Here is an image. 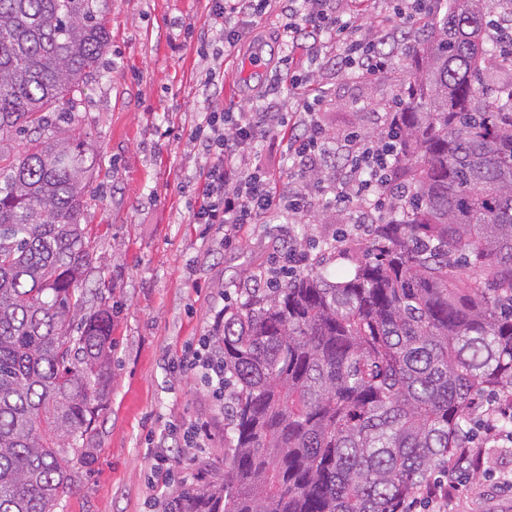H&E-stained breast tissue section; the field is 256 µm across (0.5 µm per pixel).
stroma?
Instances as JSON below:
<instances>
[{
	"instance_id": "stroma-1",
	"label": "stroma",
	"mask_w": 512,
	"mask_h": 512,
	"mask_svg": "<svg viewBox=\"0 0 512 512\" xmlns=\"http://www.w3.org/2000/svg\"><path fill=\"white\" fill-rule=\"evenodd\" d=\"M112 44L105 75L88 91L86 149L101 168L86 188L84 223L112 307V383L93 440L95 460L56 512H165L183 483L211 480L224 466V403L199 372L178 368L183 348L214 343L225 304H239L250 275L281 230L276 220L245 225L225 246L218 224L192 219L191 183L202 163L188 146L191 126L208 104L199 79L210 23L207 0H112ZM275 17L254 28L224 61L226 109L247 110L279 75L284 51L271 36ZM417 43L393 45L387 66L355 79L322 69L316 89L329 132L377 134L380 119L403 97L415 70ZM345 211L316 207L289 220L308 257L328 274L354 266L370 238L349 232ZM209 426L203 447L182 448L186 427ZM170 451L174 484L157 487L158 453ZM512 458L488 456L477 478L463 477L454 512H512Z\"/></svg>"
}]
</instances>
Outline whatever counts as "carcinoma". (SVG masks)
<instances>
[{
	"label": "carcinoma",
	"instance_id": "carcinoma-1",
	"mask_svg": "<svg viewBox=\"0 0 512 512\" xmlns=\"http://www.w3.org/2000/svg\"><path fill=\"white\" fill-rule=\"evenodd\" d=\"M512 0H445L416 28L395 134L405 198L370 256L245 291L212 350L224 479L178 512H405L486 395L512 397ZM110 0H0V512H55L94 461L112 306L82 223L100 165L70 133L112 42ZM81 312L80 323L71 317Z\"/></svg>",
	"mask_w": 512,
	"mask_h": 512
}]
</instances>
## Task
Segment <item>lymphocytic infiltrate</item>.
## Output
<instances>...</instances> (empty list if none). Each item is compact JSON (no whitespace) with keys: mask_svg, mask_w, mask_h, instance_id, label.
Returning <instances> with one entry per match:
<instances>
[{"mask_svg":"<svg viewBox=\"0 0 512 512\" xmlns=\"http://www.w3.org/2000/svg\"><path fill=\"white\" fill-rule=\"evenodd\" d=\"M214 42L223 46L212 55L204 87L211 104L190 141L207 158L196 179L193 221L220 224L224 243L232 245L243 225L256 224L277 214L283 217L310 213L318 199L355 213L353 231H368L383 204L397 206L393 168L403 146L397 138L365 136L352 131L329 137L323 123L324 99L311 90L324 52H331L337 70L354 78L371 77L386 65V45L403 39L426 0H392L398 27L376 40L354 38V24L346 20L338 0H209ZM276 15V32L287 49L288 87H273L270 98L249 111H227L215 102L216 71L222 57L237 52L257 19ZM306 49L310 68L292 70L294 49ZM271 136L280 137L287 172L277 175L258 158L257 145ZM306 253L288 240L282 255L255 268L254 283L275 287L283 277L304 263ZM484 454L482 446L465 439L449 461L441 478L427 484L421 498L434 512H448V504L461 478L475 470Z\"/></svg>","mask_w":512,"mask_h":512,"instance_id":"f902f5d3","label":"lymphocytic infiltrate"}]
</instances>
